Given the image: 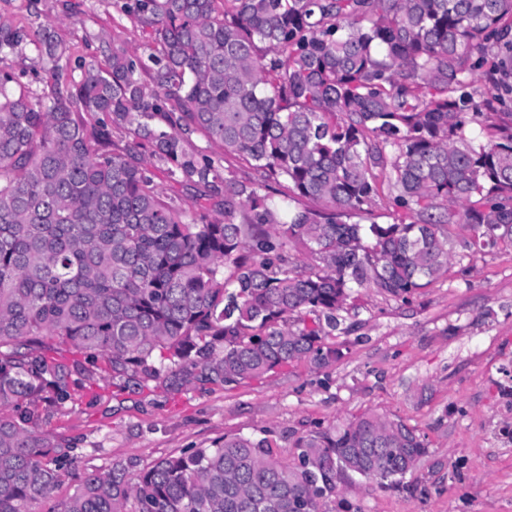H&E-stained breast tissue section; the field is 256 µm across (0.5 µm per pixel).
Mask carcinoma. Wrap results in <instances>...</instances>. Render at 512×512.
<instances>
[{
    "instance_id": "carcinoma-1",
    "label": "carcinoma",
    "mask_w": 512,
    "mask_h": 512,
    "mask_svg": "<svg viewBox=\"0 0 512 512\" xmlns=\"http://www.w3.org/2000/svg\"><path fill=\"white\" fill-rule=\"evenodd\" d=\"M121 10L153 32L148 60L105 44L73 65L53 25L0 23V60L30 41L44 73L37 92L0 71V512H321L347 472L399 487L428 442L374 412L298 436L293 467L227 435L88 468L36 421L100 360L121 390L168 392L326 369L358 290L406 301L456 246L512 248V0Z\"/></svg>"
}]
</instances>
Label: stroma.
<instances>
[{
  "label": "stroma",
  "mask_w": 512,
  "mask_h": 512,
  "mask_svg": "<svg viewBox=\"0 0 512 512\" xmlns=\"http://www.w3.org/2000/svg\"><path fill=\"white\" fill-rule=\"evenodd\" d=\"M52 24L71 59L99 39L146 53L150 29L118 0H0V22ZM326 370L299 362L259 380L205 393L114 394L101 367L92 389L39 419L40 430L92 450V463L146 468L232 434L268 438L296 464L302 433L365 411L424 434L429 453L398 490L352 474L323 512H512V251L473 253L404 303L360 290Z\"/></svg>",
  "instance_id": "35a3bbf8"
}]
</instances>
